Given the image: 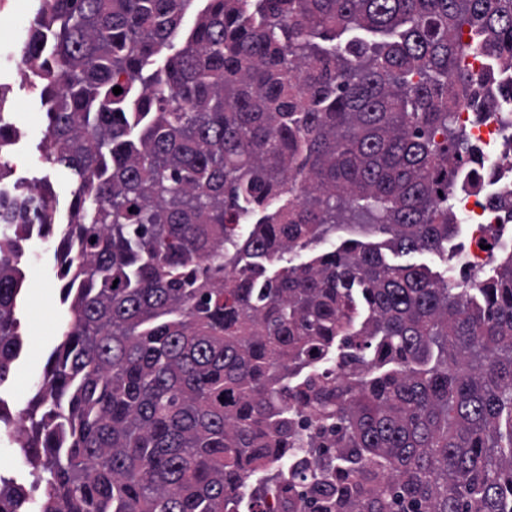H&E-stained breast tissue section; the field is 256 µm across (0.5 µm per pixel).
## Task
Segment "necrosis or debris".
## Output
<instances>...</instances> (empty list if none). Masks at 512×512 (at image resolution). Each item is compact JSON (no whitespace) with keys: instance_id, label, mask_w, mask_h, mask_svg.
Segmentation results:
<instances>
[{"instance_id":"4bbe7bcc","label":"necrosis or debris","mask_w":512,"mask_h":512,"mask_svg":"<svg viewBox=\"0 0 512 512\" xmlns=\"http://www.w3.org/2000/svg\"><path fill=\"white\" fill-rule=\"evenodd\" d=\"M459 124L469 129L480 151L481 170H459L449 193L469 246L457 255L463 267L487 265L499 249L512 248V217L492 208L490 197L512 194V97H499L493 111L460 110Z\"/></svg>"}]
</instances>
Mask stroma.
Here are the masks:
<instances>
[{"instance_id": "stroma-1", "label": "stroma", "mask_w": 512, "mask_h": 512, "mask_svg": "<svg viewBox=\"0 0 512 512\" xmlns=\"http://www.w3.org/2000/svg\"><path fill=\"white\" fill-rule=\"evenodd\" d=\"M0 89L7 101L0 114L16 127L11 145L0 151V159L9 161L11 175L0 182V189L13 191L15 184L32 188L50 185L61 205H68L76 178L69 171L47 164L42 159L43 132L48 119L41 101V89L31 79L20 78L12 64L0 63ZM21 268L24 281L15 317L23 349L12 364L7 379L0 383V399L12 415L27 407L34 385L43 374L48 356L60 342V328L69 316L60 300V278L53 239L32 235L21 243Z\"/></svg>"}]
</instances>
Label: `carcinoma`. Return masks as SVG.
<instances>
[{
    "instance_id": "obj_1",
    "label": "carcinoma",
    "mask_w": 512,
    "mask_h": 512,
    "mask_svg": "<svg viewBox=\"0 0 512 512\" xmlns=\"http://www.w3.org/2000/svg\"><path fill=\"white\" fill-rule=\"evenodd\" d=\"M28 48L77 187L64 224L0 189V384L34 224L70 318L0 512H237L258 472L280 512H512V249L383 254L458 234L456 112L495 105L460 61L512 65V0H51ZM348 225L390 238L317 248Z\"/></svg>"
}]
</instances>
